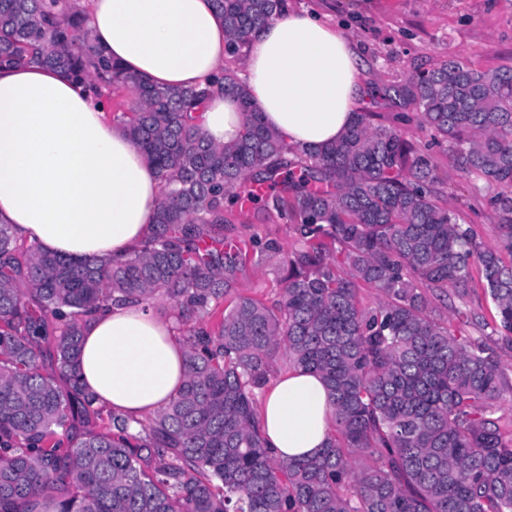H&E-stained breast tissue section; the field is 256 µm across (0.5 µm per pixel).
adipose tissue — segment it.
Segmentation results:
<instances>
[{
	"label": "adipose tissue",
	"instance_id": "1",
	"mask_svg": "<svg viewBox=\"0 0 512 512\" xmlns=\"http://www.w3.org/2000/svg\"><path fill=\"white\" fill-rule=\"evenodd\" d=\"M94 43L128 72L162 87L202 86L223 72L224 21L210 0H90ZM242 79L264 123L300 148L335 142L364 94L354 40L317 15L286 10L244 49ZM216 144L238 139L236 99L216 93L200 118ZM160 180L104 102L83 82L40 66L0 69V223L49 253L125 260L143 244ZM175 321L130 303L89 315L80 382L97 404L141 419L185 381ZM259 420L273 456L313 457L330 433L320 376L291 370Z\"/></svg>",
	"mask_w": 512,
	"mask_h": 512
}]
</instances>
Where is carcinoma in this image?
Masks as SVG:
<instances>
[{
	"label": "carcinoma",
	"mask_w": 512,
	"mask_h": 512,
	"mask_svg": "<svg viewBox=\"0 0 512 512\" xmlns=\"http://www.w3.org/2000/svg\"><path fill=\"white\" fill-rule=\"evenodd\" d=\"M211 2L233 58L285 6ZM86 15L76 0H0V67L88 82L157 171L161 200L147 244L119 265L73 262L0 224V512H512V431L497 407L512 380L496 347L435 316L481 289L512 345V65L453 58L378 92L416 107L394 121L434 131L464 179L495 187L490 248L440 203L432 155L398 127L361 110L336 142L301 150L262 123L226 67L220 88L244 122L215 145L197 125L209 91L154 86L101 56ZM256 184L296 247L224 238V214L243 212L241 190ZM251 251L281 256L270 304L240 291ZM365 286L374 307L361 305ZM129 301L171 305L187 369L136 432L93 404L77 371L86 317ZM280 359L329 391L332 429L315 457L266 446L255 390ZM77 407L95 428H73Z\"/></svg>",
	"instance_id": "carcinoma-1"
}]
</instances>
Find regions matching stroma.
I'll list each match as a JSON object with an SVG mask.
<instances>
[{
  "instance_id": "stroma-1",
  "label": "stroma",
  "mask_w": 512,
  "mask_h": 512,
  "mask_svg": "<svg viewBox=\"0 0 512 512\" xmlns=\"http://www.w3.org/2000/svg\"><path fill=\"white\" fill-rule=\"evenodd\" d=\"M297 12L315 11L358 45L360 79L368 88L406 83L448 59L483 68L512 64V0H287ZM405 137L430 147L440 190L462 224L488 247L496 246L497 215L483 181L461 179L450 151L430 146L429 132L407 125ZM225 236L235 240H275L291 246L293 225L276 213L249 210L232 216Z\"/></svg>"
}]
</instances>
